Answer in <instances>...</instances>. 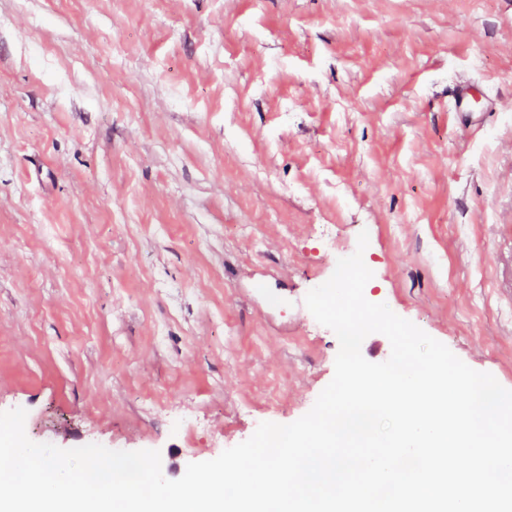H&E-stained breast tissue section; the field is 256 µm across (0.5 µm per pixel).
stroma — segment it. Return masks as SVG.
<instances>
[{
    "mask_svg": "<svg viewBox=\"0 0 512 512\" xmlns=\"http://www.w3.org/2000/svg\"><path fill=\"white\" fill-rule=\"evenodd\" d=\"M363 231L366 299L512 389V0H0V411L31 441L176 480L298 420L334 375L322 236ZM472 95L471 86L467 82L460 83L448 99V112H454L458 117L468 118L477 112H470L468 102Z\"/></svg>",
    "mask_w": 512,
    "mask_h": 512,
    "instance_id": "obj_1",
    "label": "stroma"
}]
</instances>
